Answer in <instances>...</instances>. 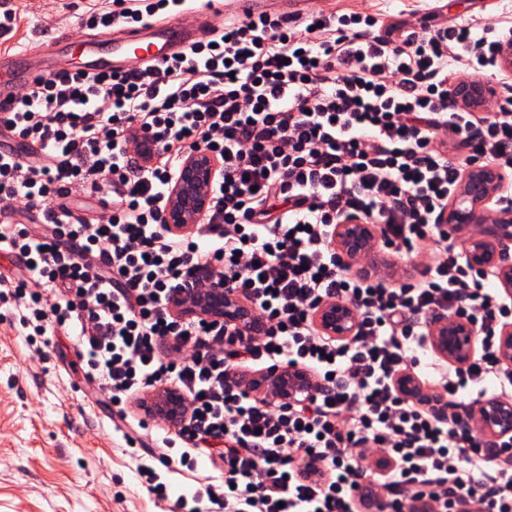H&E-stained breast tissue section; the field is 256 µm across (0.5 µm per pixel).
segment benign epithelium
<instances>
[{
    "label": "benign epithelium",
    "instance_id": "obj_1",
    "mask_svg": "<svg viewBox=\"0 0 512 512\" xmlns=\"http://www.w3.org/2000/svg\"><path fill=\"white\" fill-rule=\"evenodd\" d=\"M501 70L512 73V40L498 48ZM493 85L477 80L459 82L452 95V104L466 109H478ZM219 161L208 151L193 150L178 167L169 189L164 223L176 235H186L195 229L197 216L211 201V189ZM508 176L494 165L469 167L455 193L439 217V223L448 225L451 233L463 238L462 259L473 270L493 277L502 293L512 298V209L493 210L497 196L506 189ZM480 230L472 233L474 225ZM381 233L377 225L366 224L356 216H349L336 225L333 246L342 264L352 270L359 259L379 250ZM173 309L209 315L224 320L225 326H235L244 332L254 328L252 310L237 292L227 288H204L178 292ZM313 320L325 335L344 341L350 339L358 325L356 310L341 300H329L317 306ZM498 357L512 366V323L497 328ZM427 340L434 353L455 366L468 364L474 356L477 331L464 319L435 320L429 327ZM248 390L270 393L284 404H304L312 396L314 378L295 364H286L272 371H260L247 379ZM393 386L400 398L426 406L439 416L448 415L447 400L430 393L415 375L404 370L397 373ZM183 399L172 388L160 390L141 403L148 414L165 415L176 419L182 410ZM479 432L494 439L512 436V401L505 398L480 400L474 408Z\"/></svg>",
    "mask_w": 512,
    "mask_h": 512
}]
</instances>
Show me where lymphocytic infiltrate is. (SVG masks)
Returning <instances> with one entry per match:
<instances>
[{"instance_id":"1","label":"lymphocytic infiltrate","mask_w":512,"mask_h":512,"mask_svg":"<svg viewBox=\"0 0 512 512\" xmlns=\"http://www.w3.org/2000/svg\"><path fill=\"white\" fill-rule=\"evenodd\" d=\"M188 0H112L91 27L181 14ZM214 37L124 75L85 73L17 89L0 128L38 146L25 162L0 151V215L41 216L40 231L0 225V247L24 270L0 277V301L24 300L30 341L74 334L84 378L119 417L164 388L183 397L175 437L158 466L139 465L150 495L167 498L162 472L223 463L224 480L179 496L176 512H360L367 453L391 459L387 512H512V437L488 439L459 395L482 382L512 385L496 348L512 301L461 261L438 217L467 168L512 174V76L497 47L503 22L421 30L362 12L314 10L295 24L262 14L220 24ZM462 75L495 79L483 109L451 103ZM201 148L220 168L196 230L164 222L183 157ZM95 197L97 218L76 216L72 189ZM380 225L386 250L416 258L398 286L348 273L331 243L346 215ZM434 257L419 258L422 242ZM229 288L250 303L254 334L171 309L177 289ZM358 313L341 342L313 321L321 302ZM462 317L480 351L466 367L428 360L437 318ZM308 368L316 390L302 405L256 398L246 371ZM411 370L442 386L441 418L397 396ZM317 463L320 477L298 460Z\"/></svg>"}]
</instances>
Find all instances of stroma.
<instances>
[{
    "instance_id": "stroma-1",
    "label": "stroma",
    "mask_w": 512,
    "mask_h": 512,
    "mask_svg": "<svg viewBox=\"0 0 512 512\" xmlns=\"http://www.w3.org/2000/svg\"><path fill=\"white\" fill-rule=\"evenodd\" d=\"M109 0H0V52L19 54L34 67L30 49L66 32L85 33L93 10ZM349 9L415 24L512 18V0H329ZM23 309L0 306V512H170L171 501L190 493L196 472L169 475L168 500L141 487L125 436L134 419L113 416L84 382L79 347L61 338L35 354L15 324Z\"/></svg>"
}]
</instances>
